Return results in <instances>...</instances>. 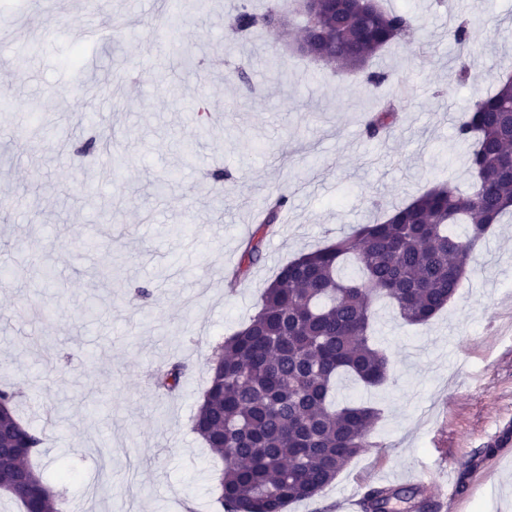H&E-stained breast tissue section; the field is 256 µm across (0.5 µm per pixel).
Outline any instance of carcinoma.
<instances>
[{
    "label": "carcinoma",
    "mask_w": 512,
    "mask_h": 512,
    "mask_svg": "<svg viewBox=\"0 0 512 512\" xmlns=\"http://www.w3.org/2000/svg\"><path fill=\"white\" fill-rule=\"evenodd\" d=\"M290 0L258 13L239 0L230 32L244 38L272 29ZM312 41L336 73L363 71L371 58L394 42L410 39L403 13L365 0L350 12L325 11ZM390 100L364 124L376 140L396 120ZM458 137L469 144L470 189L463 194L442 181L380 222L359 224L329 244L282 266L267 286L247 328L224 338L210 359L209 382L192 419V430L207 447L224 455L219 478L224 512H284L329 487L342 468L365 447L378 420L362 403H335L336 378L348 374L367 386L387 380L390 363L371 342L373 304L386 297L411 324L429 323L448 304L476 246L492 225L512 214V77L478 98L460 117ZM285 193L272 196L228 288L262 257L266 237L288 209ZM467 231L459 236L454 226ZM351 264L357 275L341 274ZM184 368L178 363L155 376V386L174 391ZM24 446L0 449V485L15 482L42 433L26 429ZM405 489H372L365 497L373 512H390L393 499H409ZM21 512H59L57 494L42 477L18 501Z\"/></svg>",
    "instance_id": "obj_1"
}]
</instances>
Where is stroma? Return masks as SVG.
<instances>
[{
    "label": "stroma",
    "mask_w": 512,
    "mask_h": 512,
    "mask_svg": "<svg viewBox=\"0 0 512 512\" xmlns=\"http://www.w3.org/2000/svg\"><path fill=\"white\" fill-rule=\"evenodd\" d=\"M237 3L167 15L192 70L150 51L160 0L0 9V389L17 392L23 424L46 431L32 463L71 512H214L224 462L191 429L212 352L288 261L440 181L467 191L457 119L512 74V0H382L414 33L369 62L407 81L397 124L370 142L364 122L392 85L337 74L270 33L230 43ZM460 17L462 50L448 38ZM237 69L252 89L232 80ZM92 139L108 150L80 154ZM219 167L228 181L211 180ZM280 190L290 199L277 233L228 291ZM112 262L121 272L103 282ZM374 308L389 378L344 377L336 390L378 410L369 446L285 512H343L354 480L405 487L412 460L441 457L459 493L440 497L432 475L417 491L428 512H512V220L492 225L428 325L404 323L385 298ZM177 362L181 387L155 389L152 373Z\"/></svg>",
    "instance_id": "obj_1"
}]
</instances>
